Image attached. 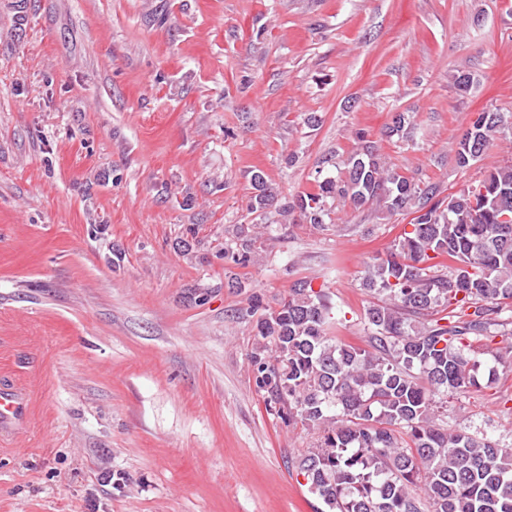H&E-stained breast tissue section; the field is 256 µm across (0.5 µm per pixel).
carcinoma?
Instances as JSON below:
<instances>
[{"label":"carcinoma","instance_id":"cac0c4a2","mask_svg":"<svg viewBox=\"0 0 512 512\" xmlns=\"http://www.w3.org/2000/svg\"><path fill=\"white\" fill-rule=\"evenodd\" d=\"M412 129V113L395 112L382 136ZM356 139L347 158L322 159L312 192L288 197L262 171L249 172V212L279 224L323 229L336 202L412 216L362 278L375 299L363 347L329 335L328 295L307 278L277 309L250 295L247 312L260 314L261 343L249 357L257 387L267 409L318 431L297 469L329 512H512V448L436 422L447 398L480 387L475 348L509 325L512 161L442 198L438 184L389 164L378 141ZM504 141L512 150V113L478 112L452 147L455 163L468 168ZM327 166L336 174H323ZM268 228L224 230L234 244L224 257L248 265ZM435 258L448 259V271H434Z\"/></svg>","mask_w":512,"mask_h":512}]
</instances>
